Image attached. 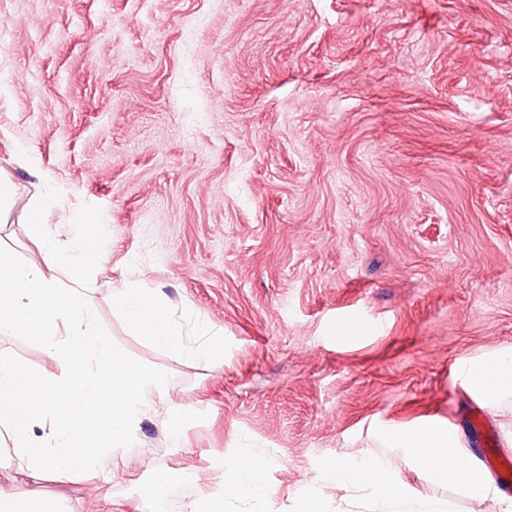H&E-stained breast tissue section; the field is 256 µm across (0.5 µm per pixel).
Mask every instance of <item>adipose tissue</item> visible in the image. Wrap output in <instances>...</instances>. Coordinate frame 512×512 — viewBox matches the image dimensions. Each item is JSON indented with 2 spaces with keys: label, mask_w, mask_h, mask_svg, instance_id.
Returning <instances> with one entry per match:
<instances>
[{
  "label": "adipose tissue",
  "mask_w": 512,
  "mask_h": 512,
  "mask_svg": "<svg viewBox=\"0 0 512 512\" xmlns=\"http://www.w3.org/2000/svg\"><path fill=\"white\" fill-rule=\"evenodd\" d=\"M27 222L41 245L42 261L18 266L0 254V335L36 331L45 348L60 355L65 371L60 377L31 374L8 350L0 349V463L27 472L31 483L0 488V512H33L42 503L45 512H62L58 500L44 498L38 479L49 477L65 484L75 476L113 474L125 450L136 439L142 414L170 387L158 372L134 364L125 352L106 345L88 316V299L79 272L100 256V242L87 237L72 250H58L45 221V200H30ZM70 272L69 287L49 276V269ZM113 303L137 335L157 349L175 352L190 361L216 366L224 361V347L208 325L187 332L165 306L157 290L127 284L114 289ZM67 316L68 330L60 332L58 320ZM457 377L484 402L495 404L512 396V353L499 351L459 362ZM93 403L104 431L74 422L76 408ZM55 425L39 438L29 429L39 421ZM385 444L402 449L406 461L430 470L436 480L497 496L490 476L465 466L469 450L459 433L437 421L409 432L386 434ZM266 468L264 457L250 449L224 464V492L217 497L190 500L184 512H225L231 500L259 495ZM391 458L368 456L329 465L326 479L336 489L369 492L378 512H451L448 500L395 482Z\"/></svg>",
  "instance_id": "adipose-tissue-1"
}]
</instances>
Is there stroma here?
Segmentation results:
<instances>
[{
    "mask_svg": "<svg viewBox=\"0 0 512 512\" xmlns=\"http://www.w3.org/2000/svg\"><path fill=\"white\" fill-rule=\"evenodd\" d=\"M0 170V252L40 262L37 191L58 247L102 239L83 271L93 323L171 386L129 468L71 484L72 512H183L247 444L268 492L234 512L311 493L369 512L326 467L390 455L381 433L427 419L475 449L480 414L512 458V398L454 377L512 351V0H0ZM124 282L215 326L223 365L136 335L112 301ZM1 348L63 372L38 337ZM398 477L500 512L426 469Z\"/></svg>",
    "mask_w": 512,
    "mask_h": 512,
    "instance_id": "35a3bbf8",
    "label": "stroma"
}]
</instances>
